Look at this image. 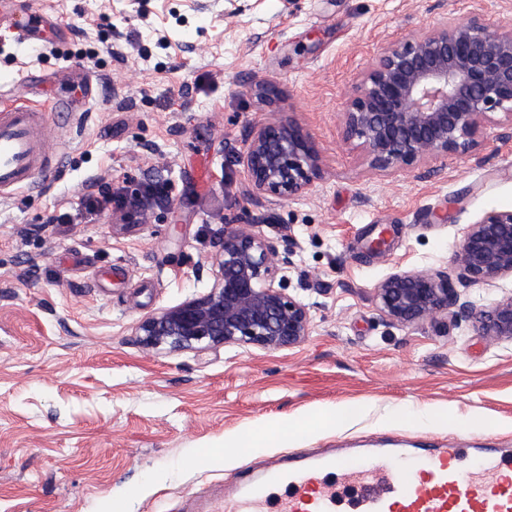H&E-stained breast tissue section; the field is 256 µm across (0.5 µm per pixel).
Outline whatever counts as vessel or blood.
Segmentation results:
<instances>
[{"mask_svg": "<svg viewBox=\"0 0 512 512\" xmlns=\"http://www.w3.org/2000/svg\"><path fill=\"white\" fill-rule=\"evenodd\" d=\"M22 45H47L65 28L51 7L0 0V27ZM27 72L0 83V199L35 191L51 170L45 129L53 113L91 109V77L60 81L52 108L32 106ZM475 456L471 470L459 465ZM359 487L350 512H512V452L501 448L412 447L302 450L240 468L224 489L223 512H342L336 469Z\"/></svg>", "mask_w": 512, "mask_h": 512, "instance_id": "obj_1", "label": "vessel or blood"}]
</instances>
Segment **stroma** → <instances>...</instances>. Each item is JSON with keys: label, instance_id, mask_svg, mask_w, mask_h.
<instances>
[{"label": "stroma", "instance_id": "35a3bbf8", "mask_svg": "<svg viewBox=\"0 0 512 512\" xmlns=\"http://www.w3.org/2000/svg\"><path fill=\"white\" fill-rule=\"evenodd\" d=\"M197 3L52 0L71 29L52 52L0 29V78L76 63L99 83L43 191L0 199V512H108L117 496L128 512L207 497L221 512L238 469L297 448H512V343L466 321L396 326L372 297L392 272L450 270L465 225L512 209V122L496 115L424 179L372 175L342 137L349 94L390 42L476 11L512 23V0ZM272 118L305 127L321 176L258 206L234 157ZM98 179L129 194L162 181L170 199L49 223ZM256 219L294 251L284 286L309 305V336L276 351L144 348L138 321L205 294L225 225ZM382 229L385 251L366 254ZM348 403L359 414L336 424ZM395 407L494 425L388 421Z\"/></svg>", "mask_w": 512, "mask_h": 512}]
</instances>
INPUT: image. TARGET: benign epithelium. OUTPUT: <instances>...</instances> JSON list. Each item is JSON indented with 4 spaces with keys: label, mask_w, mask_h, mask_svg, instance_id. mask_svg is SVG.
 I'll return each instance as SVG.
<instances>
[{
    "label": "benign epithelium",
    "mask_w": 512,
    "mask_h": 512,
    "mask_svg": "<svg viewBox=\"0 0 512 512\" xmlns=\"http://www.w3.org/2000/svg\"><path fill=\"white\" fill-rule=\"evenodd\" d=\"M496 114L512 121V25L475 12L465 24L444 19L389 43L353 87L342 112L343 135L374 174L422 177L442 160L471 153L477 133ZM239 162L256 203L299 197L321 172L314 144L295 120L252 125ZM292 256L252 224L224 225L212 287L143 317L136 326L140 343L169 351L300 344L313 319L307 304L284 292L282 272ZM453 266L465 284L512 277V209H492L466 225ZM373 295L394 325L464 318L488 341L512 342V294L479 308L461 300L448 275L421 269L389 274Z\"/></svg>",
    "instance_id": "benign-epithelium-1"
}]
</instances>
